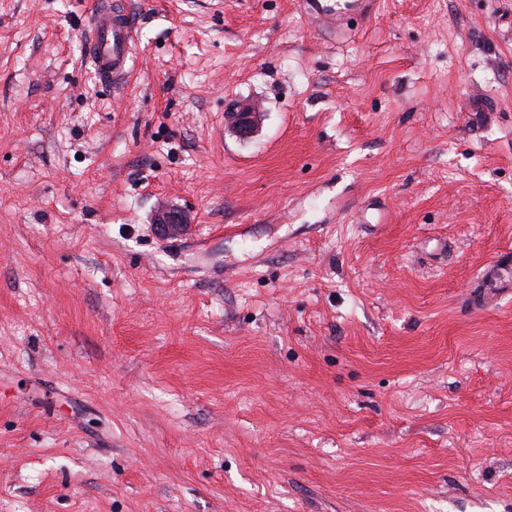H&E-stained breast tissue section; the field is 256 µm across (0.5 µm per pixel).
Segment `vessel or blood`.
Masks as SVG:
<instances>
[{"label":"vessel or blood","instance_id":"b4317fda","mask_svg":"<svg viewBox=\"0 0 512 512\" xmlns=\"http://www.w3.org/2000/svg\"><path fill=\"white\" fill-rule=\"evenodd\" d=\"M309 13L320 26L347 27L351 17L371 20L375 0H306ZM90 62L100 82L126 81L133 62V24L128 13L112 0H94L92 20L86 31Z\"/></svg>","mask_w":512,"mask_h":512}]
</instances>
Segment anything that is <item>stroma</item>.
<instances>
[{"instance_id": "obj_1", "label": "stroma", "mask_w": 512, "mask_h": 512, "mask_svg": "<svg viewBox=\"0 0 512 512\" xmlns=\"http://www.w3.org/2000/svg\"><path fill=\"white\" fill-rule=\"evenodd\" d=\"M122 2L0 0V512H512V0ZM86 30L90 62L101 83H125L133 62V24L128 13L113 8L111 0L93 1ZM309 5V14L319 26L330 28L336 35L337 28L350 31L349 19L358 16L370 21L375 12V0H304ZM343 2V3H341ZM154 223L164 235L176 236L185 231L187 221L183 213L175 208L162 207L155 212Z\"/></svg>"}]
</instances>
